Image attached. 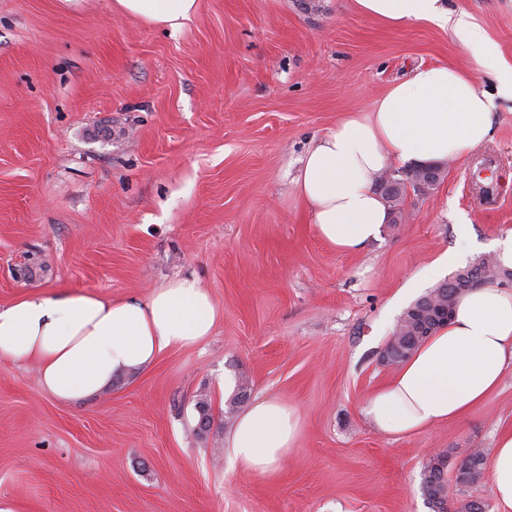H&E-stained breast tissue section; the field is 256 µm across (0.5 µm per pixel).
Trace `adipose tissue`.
Listing matches in <instances>:
<instances>
[{
  "label": "adipose tissue",
  "mask_w": 512,
  "mask_h": 512,
  "mask_svg": "<svg viewBox=\"0 0 512 512\" xmlns=\"http://www.w3.org/2000/svg\"><path fill=\"white\" fill-rule=\"evenodd\" d=\"M129 16L180 31L198 0H116ZM388 26L427 22L450 31L512 93V65L485 32L453 16L444 0H353ZM493 98L466 71L421 66L393 83L367 112L345 113L308 149L295 180L309 221L327 244L356 253L388 220L374 184L388 162L426 164L466 157L488 141ZM218 311L197 281L174 279L147 299L106 300L73 291L28 294L0 306V359L33 362L44 390L75 402L111 386L118 374L150 367L166 350L211 335ZM512 365V293L488 284L462 295L446 327L430 336L367 398L363 413L379 432L407 436L460 418ZM302 431L296 407L255 401L229 439L241 471L276 480ZM499 512H512V428L502 429L489 463Z\"/></svg>",
  "instance_id": "1"
}]
</instances>
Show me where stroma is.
<instances>
[{"label": "stroma", "mask_w": 512, "mask_h": 512, "mask_svg": "<svg viewBox=\"0 0 512 512\" xmlns=\"http://www.w3.org/2000/svg\"><path fill=\"white\" fill-rule=\"evenodd\" d=\"M446 3L512 64V0ZM421 65L497 86L449 31L386 26L353 0H198L176 33L115 0H0V306L51 290L144 300L191 278L220 312L201 343L76 403L49 397L35 365L0 360V507L430 512L432 449L452 475L473 451L491 457L512 427V365L481 404L414 435L380 433L362 409L394 371L382 353L401 315L434 287L423 270L451 248L464 269L512 230V99L360 252L319 239L294 184L315 138ZM483 157L506 185L493 205L468 178ZM263 397L303 422L273 482L227 453Z\"/></svg>", "instance_id": "35a3bbf8"}]
</instances>
